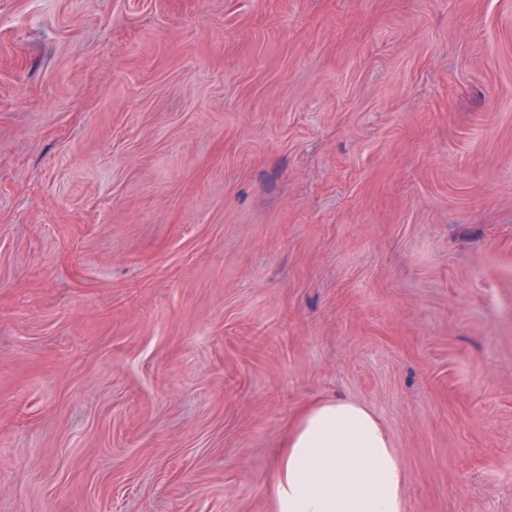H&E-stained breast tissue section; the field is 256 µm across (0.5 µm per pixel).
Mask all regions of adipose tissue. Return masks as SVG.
Listing matches in <instances>:
<instances>
[{
	"instance_id": "ef3b65f1",
	"label": "adipose tissue",
	"mask_w": 512,
	"mask_h": 512,
	"mask_svg": "<svg viewBox=\"0 0 512 512\" xmlns=\"http://www.w3.org/2000/svg\"><path fill=\"white\" fill-rule=\"evenodd\" d=\"M405 484L379 419L333 398L306 410L289 433L270 491L274 512H404Z\"/></svg>"
}]
</instances>
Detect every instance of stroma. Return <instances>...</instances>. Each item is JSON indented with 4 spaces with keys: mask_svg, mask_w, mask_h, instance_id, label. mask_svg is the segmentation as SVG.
Returning <instances> with one entry per match:
<instances>
[{
    "mask_svg": "<svg viewBox=\"0 0 512 512\" xmlns=\"http://www.w3.org/2000/svg\"><path fill=\"white\" fill-rule=\"evenodd\" d=\"M329 398L512 512V0H0V512H274Z\"/></svg>",
    "mask_w": 512,
    "mask_h": 512,
    "instance_id": "obj_1",
    "label": "stroma"
}]
</instances>
